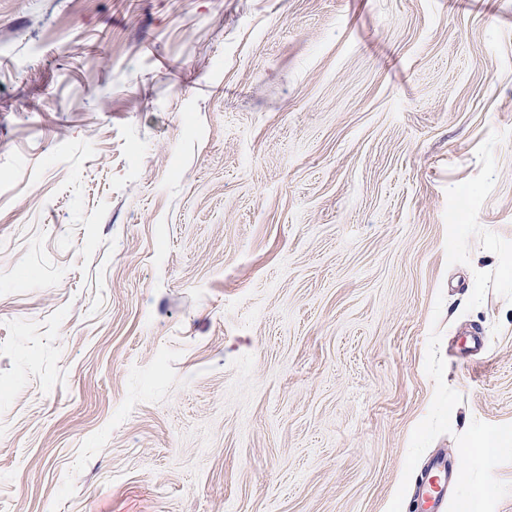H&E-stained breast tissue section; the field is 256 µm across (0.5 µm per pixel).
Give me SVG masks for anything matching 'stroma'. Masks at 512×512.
Returning a JSON list of instances; mask_svg holds the SVG:
<instances>
[{
	"instance_id": "obj_1",
	"label": "stroma",
	"mask_w": 512,
	"mask_h": 512,
	"mask_svg": "<svg viewBox=\"0 0 512 512\" xmlns=\"http://www.w3.org/2000/svg\"><path fill=\"white\" fill-rule=\"evenodd\" d=\"M512 0H0V512H512ZM455 480V471L448 458H432L417 481L416 495L426 512H444L448 486Z\"/></svg>"
}]
</instances>
